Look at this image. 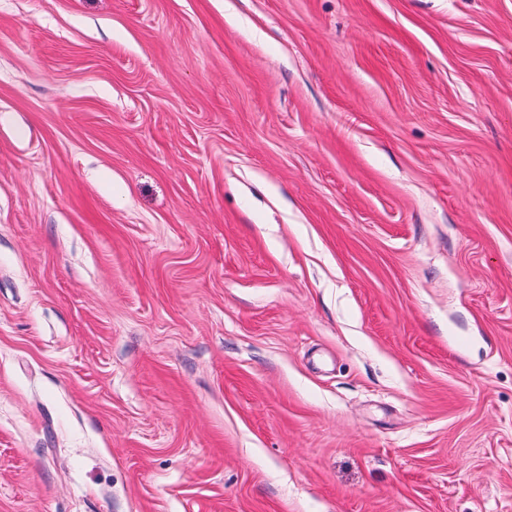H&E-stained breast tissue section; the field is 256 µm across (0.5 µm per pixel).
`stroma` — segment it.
<instances>
[{"label": "stroma", "mask_w": 512, "mask_h": 512, "mask_svg": "<svg viewBox=\"0 0 512 512\" xmlns=\"http://www.w3.org/2000/svg\"><path fill=\"white\" fill-rule=\"evenodd\" d=\"M0 512H512V0H0Z\"/></svg>", "instance_id": "35a3bbf8"}]
</instances>
